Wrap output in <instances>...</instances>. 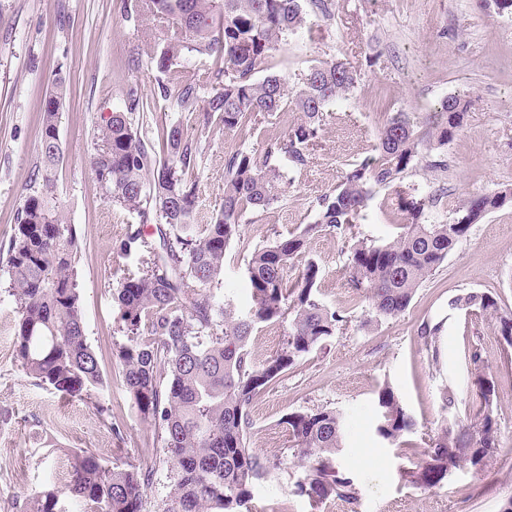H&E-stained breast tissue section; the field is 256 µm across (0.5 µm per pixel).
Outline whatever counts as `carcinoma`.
Instances as JSON below:
<instances>
[{
  "label": "carcinoma",
  "mask_w": 512,
  "mask_h": 512,
  "mask_svg": "<svg viewBox=\"0 0 512 512\" xmlns=\"http://www.w3.org/2000/svg\"><path fill=\"white\" fill-rule=\"evenodd\" d=\"M127 15L163 19L173 34L153 58L157 91L147 97L131 87L127 105L112 113L93 142L88 162L100 192L127 213L124 235L114 249L138 254V270L113 293L126 341L113 355L123 384L143 420L161 430L170 464L162 512H249L260 480L280 468L246 443L249 409L282 381L299 360L333 336L343 317L316 294L321 270L307 260L289 288L284 270L307 252L310 233L344 232L366 209L375 188L389 187L418 158V142L408 116L397 112L380 131L378 154L347 165L342 181L317 201L314 223L300 234L254 250L247 263L251 306L237 312L214 287L224 273V256L240 239L248 209L267 210L281 198L291 172L309 163V146L319 137L322 112L352 92L357 70L343 59L320 61L302 85L291 91L266 63L275 46L307 23L304 0H135ZM211 59V96L183 79V57ZM168 100L180 112L195 114L197 134L178 124L158 125L154 101ZM64 82L57 79L42 105L40 164L31 173L28 195L9 238L4 292L14 298L15 361L33 385L65 395H85L102 422L109 407L94 392L103 387L99 357L87 341L78 283L77 228L48 200L52 171L62 152L58 126L64 112ZM470 100L448 96L429 118V136L439 146L462 131ZM298 112L288 133L269 139L264 153L238 151L225 163L224 203L203 233L194 228L198 203L196 174L205 159L203 138L213 126L248 133L261 120ZM512 202V185L471 199L448 224L404 225L393 240H359L351 248L348 277L355 296L368 307V321L395 318L409 307L420 284L434 272L486 213ZM430 204L398 194V208L414 217ZM157 225L160 248L147 247L143 227ZM200 284L193 288L190 283ZM456 310H475L499 322L512 347V315L501 314L494 297L467 292L452 298ZM286 322L284 346L261 363L249 343L262 323ZM441 323L420 326V339L435 354ZM481 401L457 428L430 439L425 458L404 470L420 488H434L462 463L483 470L499 447L494 414V382L480 374ZM381 418L377 435L400 445L415 422L389 384L378 391ZM293 457L303 473L297 495L321 512L329 500L354 501L358 489L342 470L341 414L332 409L297 410L284 419ZM70 481L45 483L25 498L3 505L4 512H69L73 501L86 512H145L153 468L125 460L108 463L86 448L68 454Z\"/></svg>",
  "instance_id": "cac0c4a2"
}]
</instances>
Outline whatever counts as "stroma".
I'll return each mask as SVG.
<instances>
[{
	"label": "stroma",
	"instance_id": "1",
	"mask_svg": "<svg viewBox=\"0 0 512 512\" xmlns=\"http://www.w3.org/2000/svg\"><path fill=\"white\" fill-rule=\"evenodd\" d=\"M332 3L328 14L307 5V29L277 46L269 70L294 88L313 64L338 57L356 68L358 84L326 108L310 162L284 185L280 202L243 215L241 240L224 258L219 295L247 311L246 268L253 250L313 223L318 197L340 183L348 163L377 153L380 130L394 113L410 118L421 161L406 171L399 188L375 190L354 235L323 231L308 242L306 258L322 269L318 297L348 322L252 404L248 445L280 460L281 468L256 487L250 509L310 512L307 499L292 492L301 470L284 419L296 410L322 407L344 417L339 459L359 490L357 502L330 501L323 512H501L512 500V351L495 319L450 309L449 301L461 293L485 292L497 300L500 312H512V203L473 226L399 317L363 326L367 307L356 299L345 269L353 237L381 243L400 234L408 218L397 207L398 190L432 199L420 223L446 224L463 201L512 183V7L498 0ZM124 5L125 0H0V251L7 247L39 160L43 100L54 78L62 77L67 89L59 123L63 156L51 203L77 228L86 336L107 381L100 397L112 410L106 425L95 417L89 399L32 385L14 360V300L1 294L0 408L13 417L0 423V505L40 483L60 482L70 448L93 449L107 461L129 458L152 466L150 512H157L165 494L169 472L162 442L141 418L111 353L123 340L112 293L136 271L137 258L114 250L126 225L100 193L87 162L107 117L124 109L127 89L151 93L152 58L168 36L166 22L138 27ZM451 94L469 99L471 106L460 134L438 147L428 136L427 119ZM297 118L291 112L263 122L248 138L211 129L199 171L198 226L208 224L220 206L226 159L241 149L262 152L267 138L286 133ZM429 159L440 161V168H427ZM426 321L443 325L434 357L419 337ZM480 372L495 384L499 446L489 466L482 471L458 467L431 489L406 482L402 469L412 448L465 419L478 403ZM385 383L416 423L401 447L375 433L377 391ZM448 388L455 398L450 407L443 399Z\"/></svg>",
	"mask_w": 512,
	"mask_h": 512
}]
</instances>
